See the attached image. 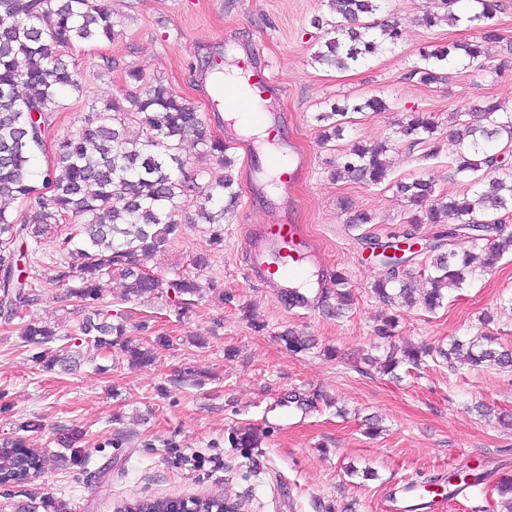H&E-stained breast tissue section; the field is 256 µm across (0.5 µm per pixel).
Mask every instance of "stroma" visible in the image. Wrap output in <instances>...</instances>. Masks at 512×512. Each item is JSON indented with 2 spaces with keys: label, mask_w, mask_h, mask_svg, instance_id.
Instances as JSON below:
<instances>
[{
  "label": "stroma",
  "mask_w": 512,
  "mask_h": 512,
  "mask_svg": "<svg viewBox=\"0 0 512 512\" xmlns=\"http://www.w3.org/2000/svg\"><path fill=\"white\" fill-rule=\"evenodd\" d=\"M103 2L116 36L94 47L68 48L85 94L67 97L54 113L39 168L51 167L57 140L82 124L91 104L130 91L124 74L134 67L193 102L207 133L229 142L239 204L221 244L210 245L208 225L186 224L165 253L143 260L144 269L160 278L196 276L208 286L202 297L186 302L166 291L127 300L119 282L106 288L100 309L124 324L127 339L155 348L154 364L133 367L115 346L76 370L48 369L35 360L38 346L24 343L18 320L0 314V442L31 420L39 428L26 433L25 445L46 457L36 479L0 486V512L27 498L40 502L39 512H53L60 501L70 512H116L135 499L217 495L242 501V512H338L348 503L356 512H377L378 502L406 479L428 482L473 466L512 475V429L476 411L483 402L512 413V372L452 369L436 356L391 377L362 361L367 353L386 355L393 345L437 349L453 337L483 333L512 345V304L506 301L512 254L504 255L495 273L449 289L441 308L401 310L393 337L380 338L375 327L385 308L371 287L386 269L366 243L401 234L408 208L389 183L330 178L338 154L361 139H385L407 113H433L443 138L449 116L475 100L492 95L512 105V0H500L495 22L501 40L488 46L486 62L500 67L499 77H478L458 64L446 83L431 87L408 77L418 48L471 41L475 32L462 24L421 25L429 0H389L401 39L348 70L314 59L323 33L311 21L328 16V0ZM256 47L272 76L265 110L275 141L303 153L310 164L285 198L269 180L251 181L261 158L237 149L243 136L214 107L206 85L218 68L253 67ZM373 94L389 99L390 110L356 113L341 140L320 143L317 113ZM420 175L434 178L444 193L465 189L447 152L428 159L417 148L395 153L391 181ZM345 200L371 214L372 223L350 226ZM282 206L292 223L318 240L329 266L345 271L355 305L343 316L328 315L321 304L288 308L248 279L241 250L247 227L268 223ZM441 231L438 224L421 225V250L407 264L410 273L427 271L433 246L469 250L466 238L450 240ZM67 233L59 228L32 257L40 300L30 311L31 318L65 334L88 314L54 281L64 262L59 239ZM199 254L208 259L200 269L193 265ZM486 313L493 321L484 325ZM289 327L314 336L316 347L289 352L278 338ZM189 370L193 380L182 381ZM371 415L382 427L374 436L364 426ZM71 428L84 433L87 463H74L57 443ZM248 428L259 435L258 447H236L235 437ZM367 468L374 478L363 479Z\"/></svg>",
  "instance_id": "35a3bbf8"
}]
</instances>
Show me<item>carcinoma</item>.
<instances>
[{
    "label": "carcinoma",
    "instance_id": "cac0c4a2",
    "mask_svg": "<svg viewBox=\"0 0 512 512\" xmlns=\"http://www.w3.org/2000/svg\"><path fill=\"white\" fill-rule=\"evenodd\" d=\"M330 18L316 17L312 24L329 35L315 60L346 70L374 54L385 42L401 38L394 20L377 21L380 0H328ZM433 0L420 22L427 28L464 21L475 30L477 40L448 47L418 49V61L408 78L430 87L448 79V68L457 61L477 66L489 74L484 46L499 40L493 23L498 0ZM115 37L114 24L100 0H0V196L18 200L27 212V221L18 224L5 207H0V309L27 320L22 330L25 342L45 345L59 335L55 327L28 318L38 301V277L31 273L29 252H37L41 239L65 224L72 228L61 241L69 261L55 282L69 296L94 310V316L78 327L81 345L97 353L112 348V337L125 334L124 324L112 322V315L97 309L103 291L116 278L127 298L155 294L165 288L180 297H198L202 286L189 275L169 280L148 277L142 259L163 251L181 233L176 212L193 204L206 224H222L234 214L239 191L233 174L234 160L227 156L221 138L207 134L197 107L161 81L150 82L131 68L126 81L139 86L134 92L115 97L99 108L91 106L82 125L58 143L55 167L46 170L41 182L32 179V167L43 153L51 114L58 111L65 94L82 96L81 78L63 51L75 44L95 45ZM385 97L371 95L361 102L336 105L321 112L320 141L327 145L343 136L352 112H385ZM135 119L142 134L133 135L129 120ZM448 134L456 172L463 175L469 192L444 195L435 180L417 178L396 181V194L410 206L407 223L446 224L444 236L465 237L473 250L458 256L439 252L431 260L428 287L416 289L400 271L389 266L373 291L385 304L428 310L439 307L443 290L463 285L475 272L493 271L502 256L512 251V234H504L500 215L512 213V165L501 158L503 151L490 152L493 141L512 144V110L494 98H483L452 117ZM197 135L204 153L214 156L224 174L188 175L180 152L187 133ZM437 122L430 112H411L399 122L393 135L376 142L358 141L341 155L330 171L333 181L380 185L387 180L391 152L406 144L420 147L424 157L440 151ZM336 301V311L349 309L354 296L346 288L341 272L333 274V287L319 301ZM280 339L290 352L312 348L315 340L293 329ZM123 351L133 366L153 363L155 351L130 341ZM430 350L405 346L392 349L384 357H366L365 364L392 374L399 365L418 367ZM450 366L512 368V348L494 336L457 338L448 350L439 351ZM82 351L62 354L41 352L36 361L51 367L77 366ZM24 437L0 445V485L20 484L41 473L42 454L25 455ZM195 512H240V504L222 496L193 501ZM118 512H185L176 497L144 498L127 504Z\"/></svg>",
    "mask_w": 512,
    "mask_h": 512
}]
</instances>
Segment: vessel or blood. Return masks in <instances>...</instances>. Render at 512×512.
Here are the masks:
<instances>
[{
	"instance_id": "vessel-or-blood-1",
	"label": "vessel or blood",
	"mask_w": 512,
	"mask_h": 512,
	"mask_svg": "<svg viewBox=\"0 0 512 512\" xmlns=\"http://www.w3.org/2000/svg\"><path fill=\"white\" fill-rule=\"evenodd\" d=\"M267 84L264 70L252 74L245 90L226 89L222 103L225 110H235L240 103L241 92L263 90ZM266 169L277 172L281 187H288L301 176L307 166L300 155H292L289 163H282L279 152H270L264 161ZM322 251L313 238L307 236L300 225L274 222L250 225L244 240L243 256L249 279L258 285L287 292L305 286L309 270H316L315 284L324 287ZM467 487L459 486L448 493H434L426 496L419 482L404 481L398 488L397 496L388 498L383 512H411L413 506H422L424 512H444L447 504L466 499Z\"/></svg>"
}]
</instances>
